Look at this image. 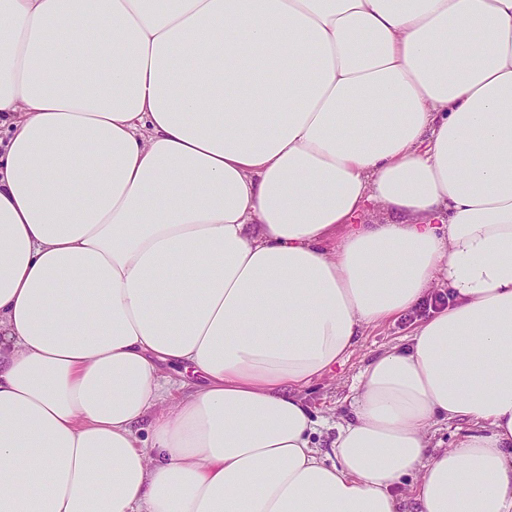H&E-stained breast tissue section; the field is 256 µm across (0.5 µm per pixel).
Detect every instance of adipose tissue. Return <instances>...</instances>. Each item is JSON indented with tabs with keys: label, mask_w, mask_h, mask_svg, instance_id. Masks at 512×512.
Here are the masks:
<instances>
[{
	"label": "adipose tissue",
	"mask_w": 512,
	"mask_h": 512,
	"mask_svg": "<svg viewBox=\"0 0 512 512\" xmlns=\"http://www.w3.org/2000/svg\"><path fill=\"white\" fill-rule=\"evenodd\" d=\"M409 500L512 512V0H0V512ZM422 313L402 318L396 322H385L368 326L356 351L332 373L326 374L301 396L324 426L314 436L319 447L328 448L335 437L337 423L343 422L350 413V385L364 363L372 356L392 346H404L413 332L415 319Z\"/></svg>",
	"instance_id": "adipose-tissue-1"
}]
</instances>
